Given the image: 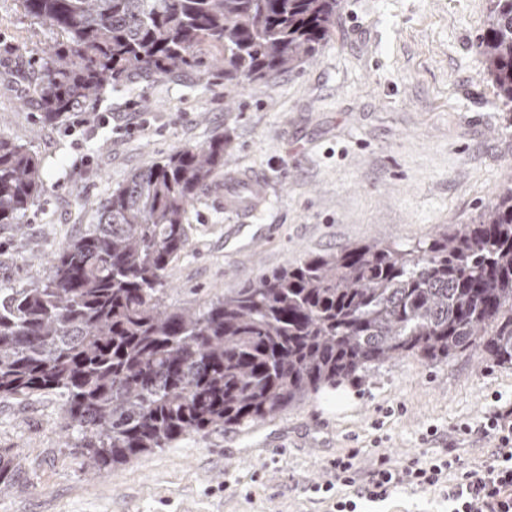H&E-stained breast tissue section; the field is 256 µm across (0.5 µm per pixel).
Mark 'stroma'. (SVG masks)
I'll list each match as a JSON object with an SVG mask.
<instances>
[{
	"label": "stroma",
	"instance_id": "stroma-1",
	"mask_svg": "<svg viewBox=\"0 0 512 512\" xmlns=\"http://www.w3.org/2000/svg\"><path fill=\"white\" fill-rule=\"evenodd\" d=\"M490 0H341L336 27L299 68L224 83L218 49L173 77L136 76L56 123L33 87L58 34L0 0V135L41 161L44 192L21 245L0 232V287L43 275L95 204L184 146L230 140L226 169L264 178L262 213L224 209L216 179L190 206L189 241L166 301L192 307L311 253L382 241L407 247L466 224L512 181V114L499 108L478 43ZM53 393L0 402V450L15 485L0 512H331L318 485L356 452L359 480L380 462L456 456L482 469L498 444L480 424L512 407V367L477 347L448 361L394 358L243 428L145 452L97 476L64 443ZM471 425L462 434L460 425ZM445 486L403 487L370 512H446Z\"/></svg>",
	"mask_w": 512,
	"mask_h": 512
}]
</instances>
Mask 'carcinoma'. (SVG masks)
I'll list each match as a JSON object with an SVG mask.
<instances>
[{"label":"carcinoma","instance_id":"obj_1","mask_svg":"<svg viewBox=\"0 0 512 512\" xmlns=\"http://www.w3.org/2000/svg\"><path fill=\"white\" fill-rule=\"evenodd\" d=\"M479 51L512 112V0H492ZM61 35L37 104L56 123L134 75L221 51L238 87L297 68L336 26L339 0H21ZM224 136L141 169L28 288H0V400L55 393L91 473L194 435L244 427L403 354L438 362L480 342L512 366V183L468 224L412 248L368 242L309 255L197 307L165 303L186 213L224 171ZM44 183L0 136V229L20 231Z\"/></svg>","mask_w":512,"mask_h":512}]
</instances>
